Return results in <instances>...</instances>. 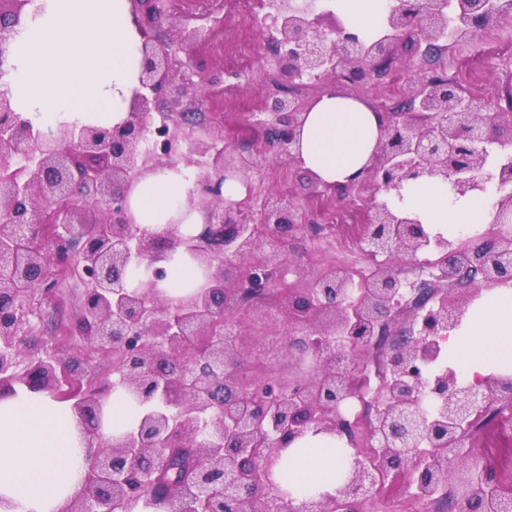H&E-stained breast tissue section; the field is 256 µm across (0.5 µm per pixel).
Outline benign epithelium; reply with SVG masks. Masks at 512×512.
<instances>
[{
    "label": "benign epithelium",
    "mask_w": 512,
    "mask_h": 512,
    "mask_svg": "<svg viewBox=\"0 0 512 512\" xmlns=\"http://www.w3.org/2000/svg\"><path fill=\"white\" fill-rule=\"evenodd\" d=\"M32 0H0V68L12 34ZM143 38V64L128 118L112 128L61 124L44 131L14 111L0 91V392L23 386L74 401L89 441L87 474L66 512H358L385 484L408 481L412 499L430 502L455 493L459 512H512V493L467 448L470 429L512 377L489 375L473 383L451 367L435 368L448 332L487 288L512 282V136L500 133L512 115L479 98L460 95L426 77L410 86L406 106L382 113L376 159L365 179L370 206L359 242L385 257L352 297V279L340 267L311 287L288 293V358L295 371L260 366L257 378L239 375L245 337L224 336L235 308L279 286L288 244L306 225L291 196L271 197L259 216L246 200L224 197V184L251 179L250 167L213 139L183 128L203 104L208 83L173 71L171 48L190 52L202 27L184 21L166 36L164 23L179 15L162 0H129ZM275 36L268 50L279 74L272 119L255 125L297 164L292 144L303 109L289 96L305 78L353 85L386 77L395 49L411 37V51L427 59L451 35H463L504 12L512 0H398L385 34L367 42L347 31L315 0H267ZM162 132L166 166L202 164L189 203L206 215L190 236L170 225L162 235L136 224L133 188L150 171L149 136ZM497 154L493 232L465 244L430 236L415 219L378 200L409 180L440 175L464 196L483 188L482 174ZM182 248L203 268L205 283L173 299L158 284L167 278L156 262ZM426 262L433 279L406 283L401 265ZM148 280L128 287L130 273ZM87 285L79 313L56 336L35 333L42 309L59 308L61 275ZM414 305L409 336L394 344L376 391L374 420L348 419L345 403L369 391L363 357L382 344L390 323ZM83 342L89 354L66 357L61 340ZM110 364L114 380L93 386L92 354ZM122 387L149 409L137 427L118 437L100 434L104 399ZM346 440L354 453L336 495L293 505L273 479L281 452L308 431ZM180 448L196 462L191 483L179 490L160 474L168 451Z\"/></svg>",
    "instance_id": "7a95c632"
}]
</instances>
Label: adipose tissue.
I'll list each match as a JSON object with an SVG mask.
<instances>
[{
  "mask_svg": "<svg viewBox=\"0 0 512 512\" xmlns=\"http://www.w3.org/2000/svg\"><path fill=\"white\" fill-rule=\"evenodd\" d=\"M349 32L379 30L397 0H328ZM142 40L128 0H33L11 42L6 74L13 108L40 127L65 122L112 127L124 121L139 85ZM380 116L364 100L324 94L305 112L293 150L318 183L360 180L373 162ZM193 176L174 168L148 175L129 199L137 224L152 233L180 219L197 233L204 216L188 210ZM389 206L423 224L431 235L450 237L461 226L488 225L492 187L455 195L433 177L405 183L388 195ZM448 363L464 380L512 374V286L484 291L461 325L448 334ZM141 416L123 391L104 406L101 431L109 436L134 427ZM88 440L71 402L24 388L0 395V512H63L83 487ZM349 448L324 434H307L284 451L274 479L290 492L312 497L335 493Z\"/></svg>",
  "mask_w": 512,
  "mask_h": 512,
  "instance_id": "adipose-tissue-1",
  "label": "adipose tissue"
}]
</instances>
